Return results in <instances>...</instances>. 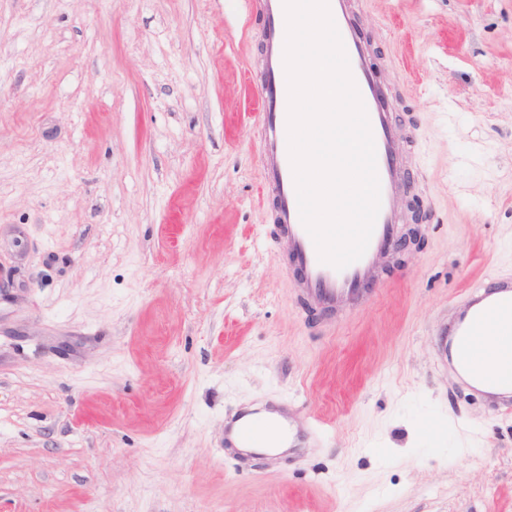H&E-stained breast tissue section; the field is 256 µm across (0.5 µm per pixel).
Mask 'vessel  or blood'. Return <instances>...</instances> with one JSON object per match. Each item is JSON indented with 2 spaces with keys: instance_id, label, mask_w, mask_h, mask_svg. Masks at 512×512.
Wrapping results in <instances>:
<instances>
[{
  "instance_id": "1",
  "label": "vessel or blood",
  "mask_w": 512,
  "mask_h": 512,
  "mask_svg": "<svg viewBox=\"0 0 512 512\" xmlns=\"http://www.w3.org/2000/svg\"><path fill=\"white\" fill-rule=\"evenodd\" d=\"M255 2L266 19L260 39L262 70L258 113L262 182L277 201L274 222L302 273L299 290L309 299L333 306L359 294L374 275L383 251L397 236L399 191L408 184L403 145L393 114L381 99L366 45L354 24L352 0H328L370 122L381 206L368 247L359 260L340 270L321 262L301 221L289 155L284 2ZM475 335L495 338L506 349V356L474 355L471 338ZM448 361L458 376L490 388L497 409L512 412V276L492 278L489 286L460 303L458 316L448 326ZM296 437L287 414L272 402L240 408L224 421L225 441L249 449L251 456L257 458L264 457L271 449L290 447Z\"/></svg>"
}]
</instances>
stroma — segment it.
I'll return each mask as SVG.
<instances>
[{"mask_svg":"<svg viewBox=\"0 0 512 512\" xmlns=\"http://www.w3.org/2000/svg\"><path fill=\"white\" fill-rule=\"evenodd\" d=\"M421 250L312 317L258 149L252 0H0V512H512L448 320L512 271V0H362ZM326 421L231 454L257 398Z\"/></svg>","mask_w":512,"mask_h":512,"instance_id":"obj_1","label":"stroma"}]
</instances>
